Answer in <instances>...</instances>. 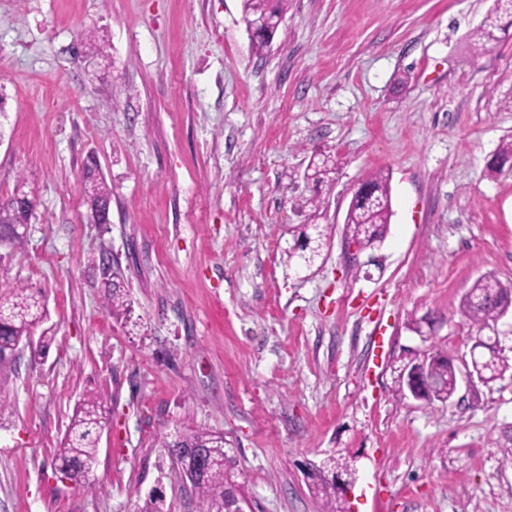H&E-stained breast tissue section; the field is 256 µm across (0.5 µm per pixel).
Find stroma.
Masks as SVG:
<instances>
[{
    "label": "stroma",
    "mask_w": 512,
    "mask_h": 512,
    "mask_svg": "<svg viewBox=\"0 0 512 512\" xmlns=\"http://www.w3.org/2000/svg\"><path fill=\"white\" fill-rule=\"evenodd\" d=\"M494 3L288 0L259 56L241 0H0V199L35 203L0 283L42 293L53 338L0 375V512H134L156 487L166 512H198L159 446L183 425L231 443L252 512H321L304 470L335 450L355 459L350 512H512V368L446 402L393 392L422 346L411 319L468 356L462 298L512 284V169L488 170L512 137V31L471 40ZM319 151L338 168L314 211ZM90 154L106 224L84 202ZM376 172L389 231L378 264L349 269L346 212ZM306 224L333 232L303 270ZM86 394L107 406L93 492L53 463ZM107 304L113 314H120L128 310L126 290L120 278L112 273V281L107 282Z\"/></svg>",
    "instance_id": "1"
}]
</instances>
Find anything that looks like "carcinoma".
Wrapping results in <instances>:
<instances>
[{"label": "carcinoma", "instance_id": "cac0c4a2", "mask_svg": "<svg viewBox=\"0 0 512 512\" xmlns=\"http://www.w3.org/2000/svg\"><path fill=\"white\" fill-rule=\"evenodd\" d=\"M496 7L474 32L472 40L476 49L483 50L487 44L497 40L495 32L507 31L512 27V19L499 24L501 0H495ZM288 0H242L243 16L247 23L262 21L263 26L252 34V50L262 54L269 50L273 38L287 11ZM512 160V139L502 143L489 166L496 173ZM337 169L336 159L329 153L320 152L312 156L304 172V179L315 187H332ZM82 180L86 187L89 210L111 202L110 191L104 182L98 165L88 158L83 166ZM392 215L391 194L388 180L381 174L367 178L366 191L348 208L345 217V230L363 250H372L385 238ZM33 209L17 206L9 201L0 203V226L16 228L30 223ZM311 237L318 251L308 258V266H313L322 257L330 235L328 229L319 224L307 225L299 237ZM107 304L114 314L128 310L123 283L117 275L107 283ZM512 306V289L494 277L478 279L470 289L469 296L460 307L461 315L480 327L494 322L500 311ZM46 317L43 296L26 285L15 284L9 287V294H0V369L13 364L15 350L34 335ZM424 363L430 379L426 398L429 401L451 397L457 384V372L446 350L433 344L423 353ZM475 368L484 377L493 381L508 369L505 360L487 348L474 362ZM106 423V405L96 396L83 398L71 416L63 443L56 449L54 465L63 476L76 485L88 490H96L89 481V475L97 460L98 443L103 424ZM224 435L206 429L182 426L174 434L165 437L161 447L165 448L176 465L180 477L186 478L181 452L194 448L205 455L206 465L202 477L194 490L197 492L201 512H229L233 492L241 489L236 470L234 454L224 448ZM343 473L353 479L355 473L349 461L333 455L324 460L319 472L320 482L315 490L321 494L324 512H344L342 502L336 496V484L331 476Z\"/></svg>", "mask_w": 512, "mask_h": 512}]
</instances>
